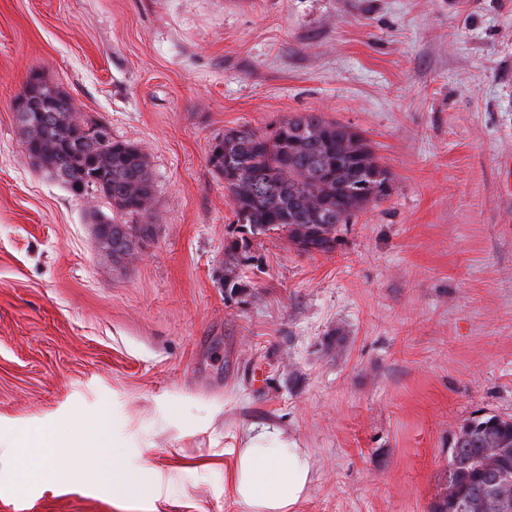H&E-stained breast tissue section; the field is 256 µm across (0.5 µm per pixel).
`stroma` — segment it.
Masks as SVG:
<instances>
[{
	"instance_id": "stroma-1",
	"label": "stroma",
	"mask_w": 512,
	"mask_h": 512,
	"mask_svg": "<svg viewBox=\"0 0 512 512\" xmlns=\"http://www.w3.org/2000/svg\"><path fill=\"white\" fill-rule=\"evenodd\" d=\"M34 71L144 149L130 257L29 157ZM301 112L389 172L326 254L235 224L208 163ZM511 157L512 0H0V512H249L231 450L261 427L310 458L296 512H429L457 426L512 416ZM92 427L152 494L87 477ZM42 440L49 483L17 456ZM17 451L23 465L44 481L56 477L64 467V455L59 453L55 448H49L47 445H44L40 453L35 457L31 456L25 447L18 448Z\"/></svg>"
}]
</instances>
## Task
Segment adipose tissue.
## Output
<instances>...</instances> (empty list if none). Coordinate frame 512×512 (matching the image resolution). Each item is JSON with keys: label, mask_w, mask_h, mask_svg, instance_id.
<instances>
[{"label": "adipose tissue", "mask_w": 512, "mask_h": 512, "mask_svg": "<svg viewBox=\"0 0 512 512\" xmlns=\"http://www.w3.org/2000/svg\"><path fill=\"white\" fill-rule=\"evenodd\" d=\"M233 454L230 488L236 501L250 512H295L311 481V461L301 448L260 428Z\"/></svg>", "instance_id": "obj_1"}]
</instances>
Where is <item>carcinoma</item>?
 Masks as SVG:
<instances>
[{"label":"carcinoma","instance_id":"cac0c4a2","mask_svg":"<svg viewBox=\"0 0 512 512\" xmlns=\"http://www.w3.org/2000/svg\"><path fill=\"white\" fill-rule=\"evenodd\" d=\"M43 127L45 140L36 145L24 139L25 149L52 178L77 196L82 187L103 195L112 215L98 217L97 228L106 238L103 248L119 261L131 253L129 245L153 234L154 186L143 150L112 137L101 121L78 117L59 125L49 111L32 112ZM93 124L91 138L77 136L82 126ZM229 159L233 180L228 191L234 223L265 235L283 232L292 243L308 239L315 251L328 253L338 227L368 205L383 199L372 195L378 178L388 175L365 138L352 127L328 121L318 112H303L270 131L228 129L214 139L208 162L224 177ZM465 435H453L448 448L446 491L437 495L430 512H464L461 505L476 500L495 473L512 477V418L498 414L464 420ZM498 448L486 454L489 445Z\"/></svg>","mask_w":512,"mask_h":512}]
</instances>
